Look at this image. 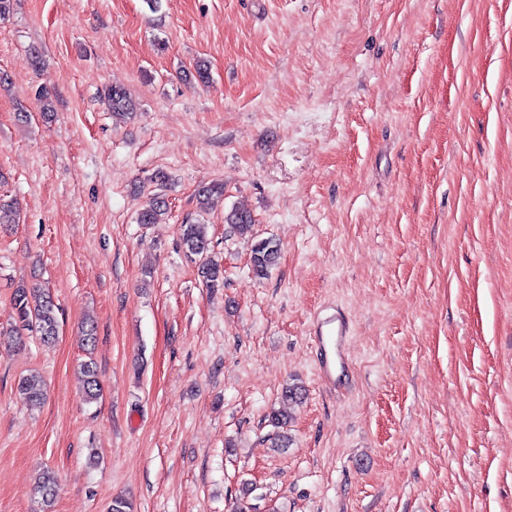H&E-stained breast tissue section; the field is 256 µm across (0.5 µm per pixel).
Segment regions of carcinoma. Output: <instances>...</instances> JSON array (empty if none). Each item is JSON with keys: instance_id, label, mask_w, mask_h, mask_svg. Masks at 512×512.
Instances as JSON below:
<instances>
[{"instance_id": "cac0c4a2", "label": "carcinoma", "mask_w": 512, "mask_h": 512, "mask_svg": "<svg viewBox=\"0 0 512 512\" xmlns=\"http://www.w3.org/2000/svg\"><path fill=\"white\" fill-rule=\"evenodd\" d=\"M104 103L115 115L130 117L134 114L135 103L127 90L120 86H111L104 93ZM196 202L199 211L210 213L224 206V184L220 182L204 183L196 190ZM167 205L158 195L139 209L137 221L140 224H157L165 214ZM224 223L231 226L240 236H252L254 218L244 209H232L224 214ZM180 239L185 250L200 258L198 273L205 286L211 290L224 287V266L209 255L210 238L208 225L201 222L179 225ZM280 255L279 244L272 238L254 239L250 250V267L256 278L268 276L277 264ZM13 322L9 334L22 336L29 333L39 337L44 343L56 340L59 333L58 307L51 292L36 284L21 281L14 288L11 298ZM84 377V392L92 401L100 395V383L93 362L81 364ZM17 391L30 404H37L45 398V387L42 378L31 373L18 381ZM306 394L305 387L300 383H291L283 387L280 398L283 404H298ZM35 494L42 501V512H52L58 494V483L50 471L41 474L33 487Z\"/></svg>"}]
</instances>
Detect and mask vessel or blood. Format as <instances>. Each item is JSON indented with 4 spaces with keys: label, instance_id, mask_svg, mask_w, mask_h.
I'll use <instances>...</instances> for the list:
<instances>
[{
    "label": "vessel or blood",
    "instance_id": "obj_1",
    "mask_svg": "<svg viewBox=\"0 0 512 512\" xmlns=\"http://www.w3.org/2000/svg\"><path fill=\"white\" fill-rule=\"evenodd\" d=\"M350 334L348 320L341 314H317L312 324V339L321 351L319 376L329 388L344 385L348 367L345 353Z\"/></svg>",
    "mask_w": 512,
    "mask_h": 512
}]
</instances>
